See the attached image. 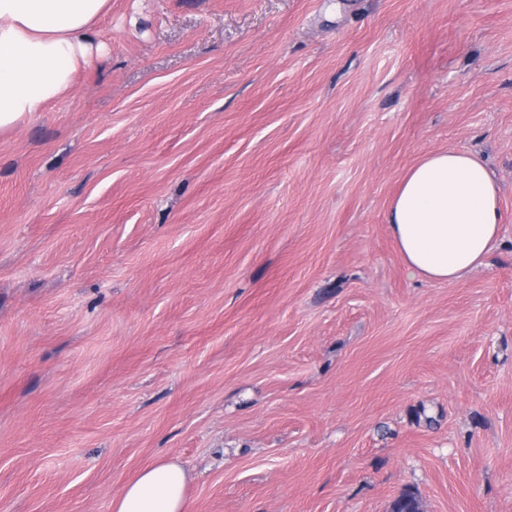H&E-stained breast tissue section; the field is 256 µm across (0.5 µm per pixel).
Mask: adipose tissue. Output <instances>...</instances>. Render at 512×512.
<instances>
[{
    "instance_id": "1",
    "label": "adipose tissue",
    "mask_w": 512,
    "mask_h": 512,
    "mask_svg": "<svg viewBox=\"0 0 512 512\" xmlns=\"http://www.w3.org/2000/svg\"><path fill=\"white\" fill-rule=\"evenodd\" d=\"M109 7L110 0H0V132L70 92L102 47L96 22ZM385 221L412 273L454 283L500 244L499 185L475 153L433 152L404 174ZM190 479L176 460L154 462L113 498V512H189Z\"/></svg>"
}]
</instances>
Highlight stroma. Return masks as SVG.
Returning a JSON list of instances; mask_svg holds the SVG:
<instances>
[{
	"instance_id": "stroma-1",
	"label": "stroma",
	"mask_w": 512,
	"mask_h": 512,
	"mask_svg": "<svg viewBox=\"0 0 512 512\" xmlns=\"http://www.w3.org/2000/svg\"><path fill=\"white\" fill-rule=\"evenodd\" d=\"M0 133V512H512V0H112ZM479 154L501 242L455 283L385 222ZM191 476L176 460H160L140 470L112 499L114 512H189Z\"/></svg>"
}]
</instances>
